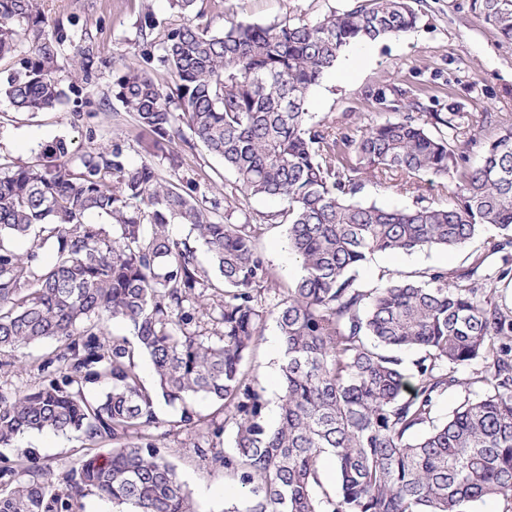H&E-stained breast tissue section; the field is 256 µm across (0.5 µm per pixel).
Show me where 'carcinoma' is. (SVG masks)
<instances>
[{
  "instance_id": "carcinoma-1",
  "label": "carcinoma",
  "mask_w": 512,
  "mask_h": 512,
  "mask_svg": "<svg viewBox=\"0 0 512 512\" xmlns=\"http://www.w3.org/2000/svg\"><path fill=\"white\" fill-rule=\"evenodd\" d=\"M172 5L183 22L161 38L155 15L140 17L139 65L117 72L114 96L155 147L188 129L233 173L235 194L224 196L219 219V202L198 200L194 181L131 164L117 143L58 164L69 149L57 140L44 146L45 163L0 176V351L62 343L43 364L55 377L0 393V446L43 431L109 446L65 475L63 493L38 470L1 473L15 486L0 496V512H72L89 491L121 512H195L153 433L160 397L181 406L165 434L201 428L198 456L242 489V506L227 512H469L483 498L512 502V308L483 286L512 282L509 258L491 275L478 263L413 279L384 270L374 288L356 276L376 252L454 249L489 225L498 234L488 255L511 252L512 128L470 165L476 138L455 109L344 132L311 121L309 93L347 47L415 28L410 0H357L313 23L231 22L219 33L199 23L198 0ZM474 5L511 46L512 0ZM21 47L19 68L0 83L19 110L64 104L56 73L65 58L93 77V51L48 27L36 0H0V60ZM159 67L175 77L176 96L156 79ZM424 175L449 192L448 205L384 208L358 197L364 178H395L408 191ZM241 197L287 203L272 219L288 225L301 264L292 285L278 286L255 247L263 225L230 222ZM92 214L110 229L87 222ZM175 223L191 225L196 240L173 237ZM21 240L31 242L24 253ZM48 241L54 256L44 263ZM270 319L284 352L274 424L245 364ZM111 320L129 325L133 339L107 338ZM203 322L214 335L202 334ZM401 351L416 353L412 367ZM477 362L483 369L462 371ZM101 380L107 390L88 398L86 384ZM460 390L464 400L435 423L438 399ZM194 397L221 403L224 421L197 414ZM228 426L234 446L221 451ZM326 455L331 485L319 469Z\"/></svg>"
}]
</instances>
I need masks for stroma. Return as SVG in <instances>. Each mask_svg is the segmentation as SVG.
<instances>
[{
  "instance_id": "1",
  "label": "stroma",
  "mask_w": 512,
  "mask_h": 512,
  "mask_svg": "<svg viewBox=\"0 0 512 512\" xmlns=\"http://www.w3.org/2000/svg\"><path fill=\"white\" fill-rule=\"evenodd\" d=\"M354 0H214L205 16L212 31H222L229 21L257 24L313 22L333 11H343ZM419 20L415 29L366 45L348 47L334 69L308 97L314 121L345 130L397 119L377 101L378 93L396 89L406 100L428 112H445L456 106L469 116L478 143L470 151L478 160L482 143L495 139L512 126V46L503 44L496 30L485 23L474 0H415ZM39 9L49 25L63 24L76 37L86 38L93 49L95 73L83 81L69 69L59 74L68 99L55 112L18 111L0 97V173L35 163L45 144L64 140L71 155L88 150L111 153L121 145L134 164L151 160L167 179H191L198 196L223 199L232 193L235 178L223 162L198 142L175 140L166 152L148 156L145 142L132 118L122 113L113 96L115 70L137 66V20L151 10L161 29L178 26L182 17L169 0H40ZM361 199L384 207H411L419 203L444 204L439 187L422 181L419 192H403L394 183L365 182ZM282 201L252 197L243 200L231 220L262 225L256 241L281 286L301 274L299 262L288 250V227L267 225L266 218L283 209ZM484 259L487 270L501 265L500 256H486L483 237L462 247L413 253L379 252L359 271L366 287H374L381 271L406 277L428 269L455 271ZM54 339H44L0 355V392L38 387L45 373L43 362L58 349ZM266 393L280 388L282 344L275 322H267L262 341L250 359ZM194 431L162 438L160 448L176 465L198 512H224V505L240 500V488L230 487L223 469L200 458L194 448ZM82 442L75 433L26 434L9 448L0 447V469L25 466L62 478L80 464Z\"/></svg>"
}]
</instances>
